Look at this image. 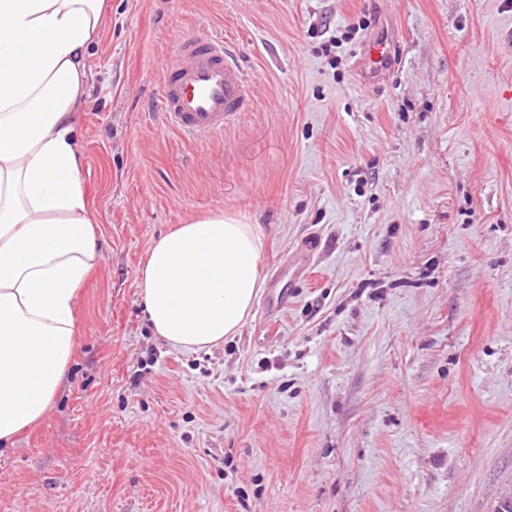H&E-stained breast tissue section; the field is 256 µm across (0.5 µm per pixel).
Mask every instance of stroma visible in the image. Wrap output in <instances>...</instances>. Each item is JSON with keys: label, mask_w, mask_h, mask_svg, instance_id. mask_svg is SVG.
<instances>
[{"label": "stroma", "mask_w": 512, "mask_h": 512, "mask_svg": "<svg viewBox=\"0 0 512 512\" xmlns=\"http://www.w3.org/2000/svg\"><path fill=\"white\" fill-rule=\"evenodd\" d=\"M76 116L101 262L0 512H495L512 492V0H107ZM391 32V76L355 51ZM223 36L254 103L168 128L182 37ZM341 47H334L335 39ZM260 225L264 288L197 352L137 275L211 211Z\"/></svg>", "instance_id": "35a3bbf8"}]
</instances>
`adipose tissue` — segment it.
Returning <instances> with one entry per match:
<instances>
[{"instance_id": "ef3b65f1", "label": "adipose tissue", "mask_w": 512, "mask_h": 512, "mask_svg": "<svg viewBox=\"0 0 512 512\" xmlns=\"http://www.w3.org/2000/svg\"><path fill=\"white\" fill-rule=\"evenodd\" d=\"M106 0H0V447L51 408L101 252L81 176L84 57ZM259 225L221 210L175 225L138 271L155 336L195 351L237 335L263 288Z\"/></svg>"}]
</instances>
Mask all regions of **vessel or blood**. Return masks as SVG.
<instances>
[{"label": "vessel or blood", "mask_w": 512, "mask_h": 512, "mask_svg": "<svg viewBox=\"0 0 512 512\" xmlns=\"http://www.w3.org/2000/svg\"><path fill=\"white\" fill-rule=\"evenodd\" d=\"M395 61L389 39L369 34L357 54V68L367 82L378 81ZM168 127L191 138L223 132L252 104V84L230 57L221 36L208 33L180 41L162 82Z\"/></svg>", "instance_id": "1"}]
</instances>
